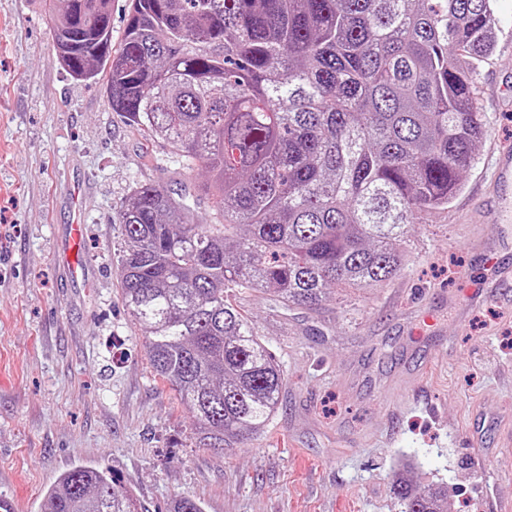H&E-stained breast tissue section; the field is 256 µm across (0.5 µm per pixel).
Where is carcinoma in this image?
<instances>
[{
    "mask_svg": "<svg viewBox=\"0 0 512 512\" xmlns=\"http://www.w3.org/2000/svg\"><path fill=\"white\" fill-rule=\"evenodd\" d=\"M45 4L57 61L105 73L112 111L207 174L213 216L140 182L116 214L150 367L204 445L262 435L284 374L230 293L317 307L401 272L411 224L448 206L487 131L475 62L494 50V0H131L117 47L110 0ZM392 493L402 512H448V491L406 470ZM44 512L138 508L114 472L78 465Z\"/></svg>",
    "mask_w": 512,
    "mask_h": 512,
    "instance_id": "obj_1",
    "label": "carcinoma"
}]
</instances>
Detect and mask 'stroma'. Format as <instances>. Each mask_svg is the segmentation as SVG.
Wrapping results in <instances>:
<instances>
[{
	"mask_svg": "<svg viewBox=\"0 0 512 512\" xmlns=\"http://www.w3.org/2000/svg\"><path fill=\"white\" fill-rule=\"evenodd\" d=\"M495 15V49L476 64L488 131L462 191L422 213L404 271L382 286L339 289L316 308L239 295L286 385L267 434L216 450L153 375L116 270V212L132 186L163 183L204 211L202 177L112 111L104 78L60 66L42 0H0V499L41 512L79 464L113 470L141 512L177 495L204 512H401L402 469L447 487L451 512L512 496L511 474L485 477L470 456L472 440L495 448L512 434V303L487 296L464 317L453 305L485 279L486 249L512 265V223L481 221L494 160L512 149V0H495ZM413 395L415 407L388 411Z\"/></svg>",
	"mask_w": 512,
	"mask_h": 512,
	"instance_id": "1",
	"label": "stroma"
}]
</instances>
